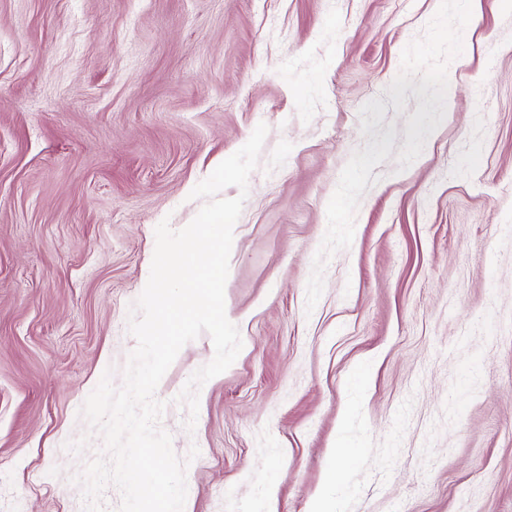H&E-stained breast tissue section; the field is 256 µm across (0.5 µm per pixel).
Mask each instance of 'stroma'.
<instances>
[{
  "instance_id": "1",
  "label": "stroma",
  "mask_w": 512,
  "mask_h": 512,
  "mask_svg": "<svg viewBox=\"0 0 512 512\" xmlns=\"http://www.w3.org/2000/svg\"><path fill=\"white\" fill-rule=\"evenodd\" d=\"M268 133L243 348L156 390L189 512H512V12L499 0H0V512H84L155 229Z\"/></svg>"
}]
</instances>
